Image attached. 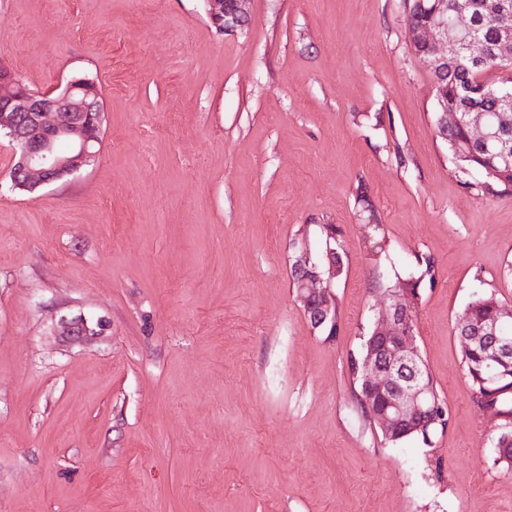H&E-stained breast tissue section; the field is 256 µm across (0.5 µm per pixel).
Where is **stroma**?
<instances>
[{
  "instance_id": "obj_1",
  "label": "stroma",
  "mask_w": 512,
  "mask_h": 512,
  "mask_svg": "<svg viewBox=\"0 0 512 512\" xmlns=\"http://www.w3.org/2000/svg\"><path fill=\"white\" fill-rule=\"evenodd\" d=\"M248 10L224 32L203 0H0V69L40 94L92 79L105 111L94 164L34 193L0 136V512H512L454 332L478 294L512 305V193L437 137L405 0ZM327 224L333 338L291 279ZM421 255L448 426L391 443L349 360Z\"/></svg>"
}]
</instances>
